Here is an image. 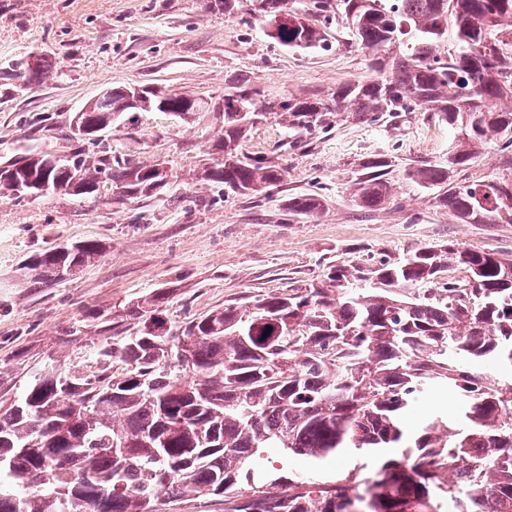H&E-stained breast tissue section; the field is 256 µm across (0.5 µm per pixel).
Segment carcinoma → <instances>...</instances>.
I'll use <instances>...</instances> for the list:
<instances>
[{
  "label": "carcinoma",
  "mask_w": 512,
  "mask_h": 512,
  "mask_svg": "<svg viewBox=\"0 0 512 512\" xmlns=\"http://www.w3.org/2000/svg\"><path fill=\"white\" fill-rule=\"evenodd\" d=\"M268 35L292 51L328 47L325 22L340 17L361 48L376 55L373 80L344 84L328 98L275 101L237 83L224 92L219 158L200 180L252 195L283 179L267 158L242 148V112H280L299 131L339 112L361 118L416 105L457 130L442 162L406 167L398 177L432 191L459 224H512V174L462 183L473 147L512 153V0H257ZM52 61L24 58L10 69L38 84ZM129 89L85 104L80 122L105 132L149 107L180 120L203 109L184 94ZM29 156L33 164L0 176V196L47 180L57 193L93 197L101 178L127 200L164 188L155 163L109 154ZM392 160L359 165L354 197L387 201ZM288 213L322 208L312 194L287 199ZM99 246L77 242L30 258L42 282L59 266L78 272ZM451 270L462 279L441 278ZM170 294L158 289L107 318L85 312L97 369L45 367L8 405L0 403V512H161L159 492L224 499V512H512V254L452 242L427 244L371 268L343 262L325 279L283 294L230 303L168 324ZM134 323V331L124 320ZM455 395V415L410 423L414 405ZM276 449L308 471L278 473ZM342 453L369 459L345 477L319 474ZM456 479L448 481V469Z\"/></svg>",
  "instance_id": "carcinoma-1"
}]
</instances>
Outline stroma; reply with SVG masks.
<instances>
[{"label": "stroma", "instance_id": "obj_1", "mask_svg": "<svg viewBox=\"0 0 512 512\" xmlns=\"http://www.w3.org/2000/svg\"><path fill=\"white\" fill-rule=\"evenodd\" d=\"M329 47L288 50L244 0L232 17L208 0H0V168L34 152L159 160L171 180L158 196L121 201L110 188L94 198L0 197V387L22 393L47 365L93 366L86 338L69 331L83 313L109 314L154 290H170L172 325L245 296L287 292L320 281L330 266H371L427 244L454 242L512 252V224H460L431 193L394 181L375 208L353 200L358 164L385 154L399 164L441 161L454 137L422 110L381 120L345 113L331 126L294 132L270 114L250 128L246 153L285 167L283 181L251 196L198 182L224 133L221 113L182 122L162 112L135 113L99 141L74 139L71 120L101 91L155 86L221 102L245 79L268 97H327L338 85L376 75L371 55L341 23L326 25ZM48 55L47 77L25 88L2 69ZM318 195L323 209L290 215L285 201ZM79 241L102 251L82 271L29 286L21 269L32 255Z\"/></svg>", "mask_w": 512, "mask_h": 512}]
</instances>
